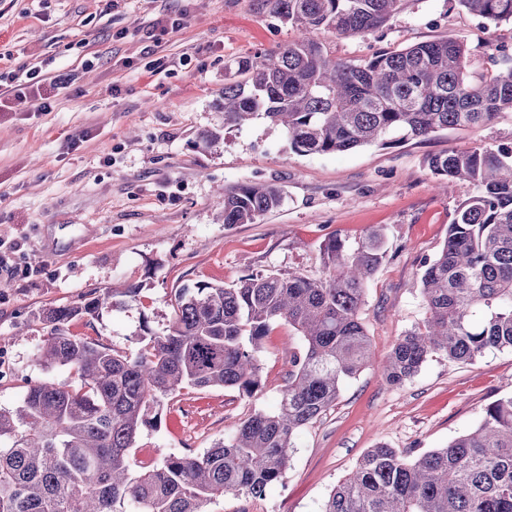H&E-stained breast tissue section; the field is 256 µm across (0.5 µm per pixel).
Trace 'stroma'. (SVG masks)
I'll return each mask as SVG.
<instances>
[{
    "label": "stroma",
    "mask_w": 512,
    "mask_h": 512,
    "mask_svg": "<svg viewBox=\"0 0 512 512\" xmlns=\"http://www.w3.org/2000/svg\"><path fill=\"white\" fill-rule=\"evenodd\" d=\"M295 36L251 0H117L109 9L102 0H0V68L35 64L74 76L68 88L50 90V111H0V409L16 410L30 384L78 383L73 370L37 358L43 309L135 285L136 301L104 313L94 328L72 327L133 353L170 325L177 289L257 273L317 278L328 236L354 243L370 226L384 230L386 256L359 312L374 362L298 434L283 481L259 498L226 494L209 512H323L368 449L383 444L415 456L444 447L512 393L508 347L470 364L430 355L400 385L382 374L398 339L422 326L425 264L474 191L457 180L436 190L427 159L512 147V113L333 154L294 153L284 131L263 120L225 127L223 140L203 145L200 133L222 125L216 104L226 66ZM446 38L468 45L476 78L512 58V23H488L456 0H409L384 29L326 42L338 58L360 63ZM257 181L280 188L281 205L256 223L224 224L219 190ZM299 344L288 324L273 325L252 395L188 387L164 400L160 424L136 438L133 471L205 452L251 414L274 412Z\"/></svg>",
    "instance_id": "obj_1"
}]
</instances>
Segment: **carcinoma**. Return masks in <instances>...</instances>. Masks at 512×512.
<instances>
[{"mask_svg": "<svg viewBox=\"0 0 512 512\" xmlns=\"http://www.w3.org/2000/svg\"><path fill=\"white\" fill-rule=\"evenodd\" d=\"M298 32L269 53L235 62L224 79V126L256 119L281 126L296 153L330 154L479 127L512 112V65L478 81L461 41L420 42L362 63L329 54L319 34L384 28L408 0H254ZM499 24L512 0H457ZM441 184L466 181L448 237L426 265L423 328L402 336L383 364L391 384L412 378L437 352L473 362L512 348V150L470 148L429 157ZM278 187L224 190V224H253L278 208ZM324 276L252 274L226 287L182 288L175 317L133 354L71 333L137 300L124 285L42 310L39 360L67 366L80 387H28L15 412L0 410V512H208L226 493L259 496L282 481L294 440L336 405L343 383L373 359L358 310L386 255L372 229L355 246L334 233L322 244ZM300 336L279 409L257 412L197 455H169L134 474L130 450L160 421L162 400L184 386L250 395L261 385L259 353L271 326ZM323 512H512V393L490 402L480 424L444 448L413 458L379 445L331 492Z\"/></svg>", "mask_w": 512, "mask_h": 512, "instance_id": "carcinoma-1", "label": "carcinoma"}]
</instances>
